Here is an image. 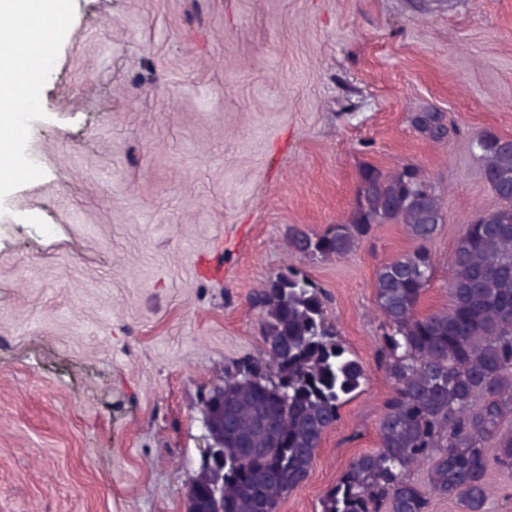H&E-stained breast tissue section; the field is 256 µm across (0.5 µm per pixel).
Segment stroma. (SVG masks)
<instances>
[{
    "label": "stroma",
    "mask_w": 512,
    "mask_h": 512,
    "mask_svg": "<svg viewBox=\"0 0 512 512\" xmlns=\"http://www.w3.org/2000/svg\"><path fill=\"white\" fill-rule=\"evenodd\" d=\"M0 187V512H186L224 364L263 356L249 293L284 265L332 296L367 370L279 512H318L378 448V225L343 258L288 227L343 222L359 170L418 164L446 213L418 312L449 307L463 224L497 201L473 146L512 137V0H65ZM459 134L423 137L412 113ZM411 122L417 131L435 142L450 140L456 133V127L447 123L442 112H415Z\"/></svg>",
    "instance_id": "stroma-1"
}]
</instances>
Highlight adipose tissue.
Here are the masks:
<instances>
[{"label":"adipose tissue","mask_w":512,"mask_h":512,"mask_svg":"<svg viewBox=\"0 0 512 512\" xmlns=\"http://www.w3.org/2000/svg\"><path fill=\"white\" fill-rule=\"evenodd\" d=\"M63 8V0H0V17L5 20L0 26V135L10 133L11 109L27 97L32 85L27 69L8 46L18 42L35 52L49 48L53 35L40 25V17Z\"/></svg>","instance_id":"1"}]
</instances>
